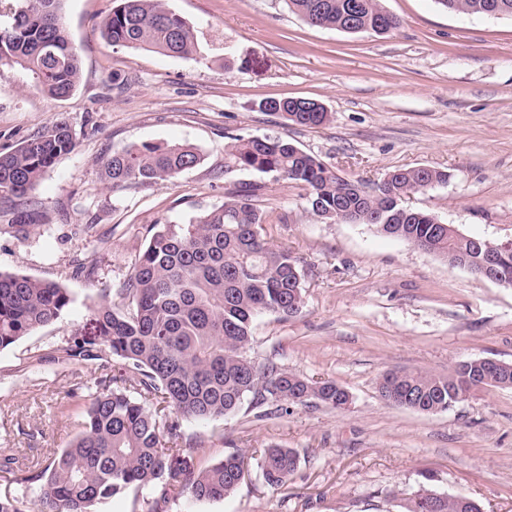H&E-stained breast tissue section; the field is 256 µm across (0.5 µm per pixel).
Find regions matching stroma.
<instances>
[{
  "label": "stroma",
  "instance_id": "obj_1",
  "mask_svg": "<svg viewBox=\"0 0 512 512\" xmlns=\"http://www.w3.org/2000/svg\"><path fill=\"white\" fill-rule=\"evenodd\" d=\"M113 0H64L62 17L82 76L53 100L17 67L0 68V152L64 113L77 147L46 171L28 203L47 215L40 234L5 228L14 206L0 200V271L53 280L72 301L56 322L0 350V448L13 474L0 493L34 499L29 467L48 464L81 429L59 405L89 385V363H53L52 346L91 331L103 288H116L156 224H185L221 205L229 191L261 183L257 200L270 243L299 258L305 306L253 324L248 351L304 377L330 379L349 408L308 402L281 412L243 403L235 413L185 420L201 442L195 468L237 450L248 473L235 493L199 502L175 492L168 512H402L401 498L426 485L465 495L484 512H512V388L481 389L448 411L422 414L385 403L380 376L394 369L447 373L463 359L512 364V288L377 233L314 217L305 189L249 171L225 172L232 135L279 136L342 177L366 185L396 168L447 171V184L405 198L461 233L512 240V18L447 13L434 0H383L393 32L347 34L314 27L284 0H166L193 27L196 55L173 58L109 45L100 22ZM120 79L122 90L112 87ZM321 103L329 122L307 127L262 111L268 99ZM197 146L196 167L164 184L114 188L99 161L133 143ZM92 225L91 235L80 234ZM294 449L288 484L267 486L265 448Z\"/></svg>",
  "mask_w": 512,
  "mask_h": 512
}]
</instances>
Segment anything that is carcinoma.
Instances as JSON below:
<instances>
[{
    "label": "carcinoma",
    "mask_w": 512,
    "mask_h": 512,
    "mask_svg": "<svg viewBox=\"0 0 512 512\" xmlns=\"http://www.w3.org/2000/svg\"><path fill=\"white\" fill-rule=\"evenodd\" d=\"M20 0L0 22V66L18 65L50 99L70 96L81 78V60L62 21L63 0ZM312 26L349 34H387L399 20L381 0H286ZM443 10L478 17H512V0H434ZM112 46L140 48L168 57L198 51L193 28L164 0H119L101 22ZM268 111L285 120L318 127L330 113L317 101L276 99ZM70 119L54 115L20 146L0 153V198L16 204L14 236L40 233L43 213L21 203L55 160L75 150ZM201 161L190 143L132 144L102 163L112 187L163 184ZM225 172L253 170L287 179L307 190L313 215L336 224H367L378 233L406 240L449 264L472 257L469 270L483 275L474 242L448 230L427 212L403 205L413 193L448 182L442 170L395 169L372 187L339 176L325 163L281 137L235 136L225 146ZM264 185L252 184L224 197L188 224H156L112 305L102 289L92 314L96 333L75 332L48 360L96 361L99 374L78 395L81 431L50 459L29 471L24 482L38 485L30 503L0 494V512H97V506L131 488L146 493L147 512H165L181 488L198 501L233 493L244 473L238 452L197 470L196 436L180 431V420L222 418L248 398L286 411L310 400L344 409L349 392L333 380L314 381L274 364L257 365L247 351L255 319L298 316L305 303L304 274L296 256L269 242V222L254 204ZM71 302L60 283L23 273L0 272V349L60 319ZM133 384L132 396L127 384ZM477 388H512V364L489 371L477 359L455 363L448 374L388 371L377 383L380 397L425 414L447 411ZM299 457L290 448L264 450L262 480L271 488L288 483ZM404 512H482L469 497L435 496L421 488L404 499Z\"/></svg>",
    "instance_id": "1"
}]
</instances>
